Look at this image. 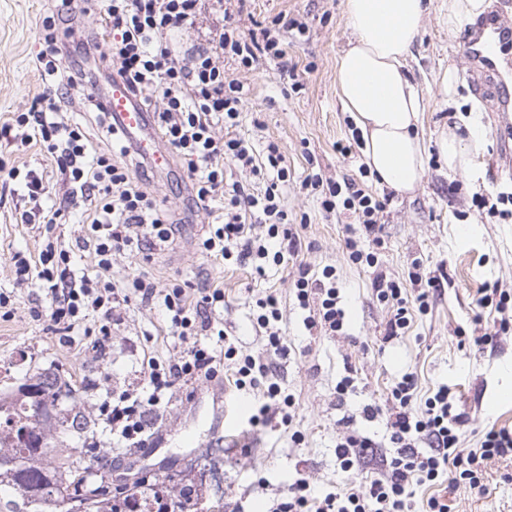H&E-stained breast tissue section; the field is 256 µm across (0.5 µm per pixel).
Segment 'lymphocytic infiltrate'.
I'll list each match as a JSON object with an SVG mask.
<instances>
[{
  "label": "lymphocytic infiltrate",
  "mask_w": 512,
  "mask_h": 512,
  "mask_svg": "<svg viewBox=\"0 0 512 512\" xmlns=\"http://www.w3.org/2000/svg\"><path fill=\"white\" fill-rule=\"evenodd\" d=\"M59 12L42 20V48L36 68L44 83L42 94L25 112L14 113L0 124V138H10L19 127L28 128L41 151L51 157L67 176L73 194L89 207L84 240L95 258L94 276H75L69 251L54 230L63 208L41 212L45 235L37 258L14 255L20 283L42 290L48 306L31 307L35 319L49 323L60 344L74 345V332L83 331L100 355L112 350V324L121 306L159 302L166 309L178 353L160 360L144 352L139 361L140 387L110 396L99 407L103 429L112 432L127 448L146 446V418L171 403L178 388L223 376L225 361L235 365L237 389L260 391L262 403L250 423L266 427L272 421L291 429L293 441H303L295 430V399L286 394L277 378L276 356L284 354L278 324L282 318L275 294L256 299L255 321L266 333L265 350L259 355H238L233 343H225L223 356H216L202 338L213 331L210 314L224 303L221 288H196L172 283L157 289L144 275L122 283L112 280V256L128 251L151 260V250L168 243L174 228L156 199L143 190L118 156L131 152V145L113 135L110 150L95 148L80 123L58 118L60 103L74 87L66 64L72 54L85 57L104 55L119 64L117 74L141 102H161L157 122L173 156L192 184L197 204L208 206L214 224L199 250L214 261H272L297 265L294 296L306 310V328H320L329 335L342 332L346 312L335 286L336 274L326 267L315 271L300 261V237L281 195L290 172L283 148L274 141L255 151L235 133L251 89L246 83L228 78L226 65L251 71L260 59L283 60L286 56L282 31L294 28L295 19L278 13L259 31L242 32L238 12L247 0H236L234 10L224 13V24L189 58H179L167 36L191 28L202 8V0H83L97 9L105 35L97 41L61 31V11L73 0H59ZM249 172L261 190L229 178L228 167ZM304 189L319 196L325 213L350 212L359 226V237H346L352 264L375 266V253L364 251L359 238L381 245L382 220L391 194L376 195L364 180L337 181L321 174L307 176ZM265 225L266 236L255 235L256 225ZM412 289L379 275L372 287L380 302L392 305L393 314L385 329L386 338L403 335L411 312L426 314L442 286L439 277L409 276ZM479 307L489 309L494 333L471 337L473 346L490 344L494 334L512 331V294L498 288L486 290ZM388 410L365 404L367 418L385 414L388 434L376 440L361 431L345 433L336 444V459L345 479L332 490H319L305 476H297L281 490L269 512H448L441 497L429 496L424 504L415 501V487L449 484L482 495L487 490L485 475L489 463L512 458V431L487 430L475 448L461 445L469 427L466 413L458 411L448 386H439L425 401H418L413 375L394 384ZM376 464L375 477L363 481L359 475L366 465Z\"/></svg>",
  "instance_id": "obj_1"
}]
</instances>
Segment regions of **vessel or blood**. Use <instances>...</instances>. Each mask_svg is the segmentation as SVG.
<instances>
[{
	"label": "vessel or blood",
	"mask_w": 512,
	"mask_h": 512,
	"mask_svg": "<svg viewBox=\"0 0 512 512\" xmlns=\"http://www.w3.org/2000/svg\"><path fill=\"white\" fill-rule=\"evenodd\" d=\"M459 51L472 63L470 77L476 94L486 98L491 111L511 113L512 26L503 23L500 11L478 17L460 41ZM103 103L113 126L137 145L153 168L171 166L169 152L160 145L154 113L146 111L121 79H113Z\"/></svg>",
	"instance_id": "obj_1"
}]
</instances>
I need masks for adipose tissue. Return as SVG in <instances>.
Instances as JSON below:
<instances>
[{
    "label": "adipose tissue",
    "mask_w": 512,
    "mask_h": 512,
    "mask_svg": "<svg viewBox=\"0 0 512 512\" xmlns=\"http://www.w3.org/2000/svg\"><path fill=\"white\" fill-rule=\"evenodd\" d=\"M427 10V0H344L351 39L337 61L340 97L364 139L370 172L399 192L413 191L427 164L417 133L424 101L404 70ZM484 137L465 119L438 140L449 173L468 171Z\"/></svg>",
    "instance_id": "ef3b65f1"
}]
</instances>
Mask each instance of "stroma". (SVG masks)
Instances as JSON below:
<instances>
[{"label":"stroma","instance_id":"obj_1","mask_svg":"<svg viewBox=\"0 0 512 512\" xmlns=\"http://www.w3.org/2000/svg\"><path fill=\"white\" fill-rule=\"evenodd\" d=\"M52 7V0H0V119L27 111L44 90L35 59L41 22ZM447 7L446 0H429L407 59L408 77L425 98L418 133L429 149L426 173L413 192L394 195L382 230L384 245L373 268L353 265L348 258L344 239L351 215L325 213L319 199L301 187L309 173L318 171L336 180L357 176L364 164L363 145L336 80L337 60L349 39L343 0H253L249 14L241 16L239 25L245 31L281 12L305 25L304 31L284 33V61H264L245 73L230 67L226 73L251 88L238 136L258 151L270 141L287 151L290 181L283 204L290 218L305 221L297 229L303 244L300 257L317 271L335 268L348 323L341 336L305 328L306 313L294 296L295 266L271 265L260 276L251 265H222L203 257L197 243L206 235L210 217L196 206L189 179L180 171L152 174L144 188L166 210L175 235L155 249L147 264L126 251L113 255L115 280L142 274L159 289L176 280L198 288L223 287L226 305L212 316L244 355L264 348L265 332L256 326L251 306L257 298L275 293L287 348L286 355L276 359L277 372L282 387L295 397L294 425L305 439L297 444L282 429H251L252 395L238 392L224 378L200 382L180 392L163 414L148 416V429L159 434V449L151 457L129 460L127 449L113 447L110 433L96 430L98 453L113 484L139 476L165 495L192 485L198 490L200 512H231L240 499L247 512H266L275 489L299 473L316 487L332 488L340 478L337 441L352 429L383 437L385 418L366 420L362 408L373 401L385 403L391 387L407 373L414 374L422 397L438 385L451 387L459 410L472 418L464 447L476 446L488 428L512 430V334L497 337L482 350L461 344L459 337L460 331L479 335L488 327L477 304L481 288L495 284L512 289V222L479 213L471 205L476 190L512 189V156L504 152L505 145H512V126L504 127L500 116L474 96L466 80L468 62L458 51L460 37L448 32ZM449 68L460 76L453 106L439 86L440 74ZM296 80L301 90H292ZM85 104L83 89H73L61 102L63 119L81 123L94 143L110 147L111 137ZM471 109L485 129L484 143L472 173L452 176L434 145L453 128L456 111ZM340 142L350 145L351 155L337 153ZM0 161L42 175V206L60 203L71 192L38 144L0 143ZM32 206L23 181L0 186V292L9 295L15 307L10 320L0 321V392L53 367L79 389L81 410L91 423L107 396L138 387L145 338H152L159 356H173L167 313L157 304L122 309L112 356L106 361L60 345L45 321L28 314L35 303L44 302V295L36 287L18 284L10 261L14 253L33 254L39 248L41 224L20 220ZM84 219V206L73 205L57 228L62 243L72 250V268L79 276L92 273L94 265L89 251L77 246ZM463 225L470 228L465 238L459 235ZM417 259L425 272L445 275L442 293L427 315H413L405 336L383 342L390 310L376 299L372 280L382 272L408 282ZM346 375L353 377L355 387L337 396L336 385ZM257 470L270 481V489L252 487ZM510 471L512 463L492 462L483 496L445 485L436 492L447 499L452 512H512V483L501 480Z\"/></svg>","mask_w":512,"mask_h":512}]
</instances>
